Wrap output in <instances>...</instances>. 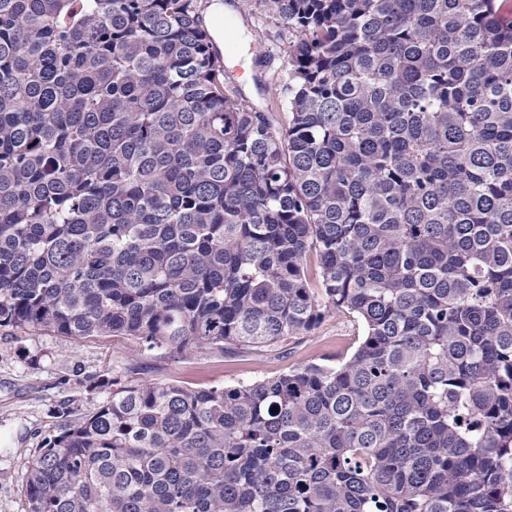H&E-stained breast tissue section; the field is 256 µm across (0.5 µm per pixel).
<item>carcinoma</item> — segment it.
Here are the masks:
<instances>
[{
	"label": "carcinoma",
	"mask_w": 512,
	"mask_h": 512,
	"mask_svg": "<svg viewBox=\"0 0 512 512\" xmlns=\"http://www.w3.org/2000/svg\"><path fill=\"white\" fill-rule=\"evenodd\" d=\"M241 2L295 34L286 124L199 0H0V327L224 354L338 311L363 339L112 382L32 453L29 512H512L503 0Z\"/></svg>",
	"instance_id": "obj_1"
}]
</instances>
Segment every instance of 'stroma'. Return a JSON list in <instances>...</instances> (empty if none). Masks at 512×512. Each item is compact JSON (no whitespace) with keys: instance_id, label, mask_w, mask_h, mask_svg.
Returning a JSON list of instances; mask_svg holds the SVG:
<instances>
[{"instance_id":"1","label":"stroma","mask_w":512,"mask_h":512,"mask_svg":"<svg viewBox=\"0 0 512 512\" xmlns=\"http://www.w3.org/2000/svg\"><path fill=\"white\" fill-rule=\"evenodd\" d=\"M237 51L226 64L259 111L288 102V43L294 35L261 10L239 14ZM363 335L356 318L335 312L278 350L224 355L194 349L179 355L145 350L127 336L71 340L31 327H0V512H28V460L65 417L90 415L109 381L193 388L236 385L309 363L347 359Z\"/></svg>"}]
</instances>
